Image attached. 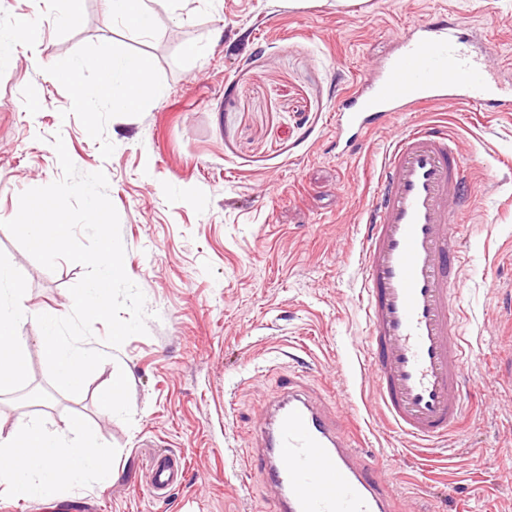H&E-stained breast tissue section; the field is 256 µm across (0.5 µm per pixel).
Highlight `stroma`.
I'll list each match as a JSON object with an SVG mask.
<instances>
[{
	"label": "stroma",
	"mask_w": 512,
	"mask_h": 512,
	"mask_svg": "<svg viewBox=\"0 0 512 512\" xmlns=\"http://www.w3.org/2000/svg\"><path fill=\"white\" fill-rule=\"evenodd\" d=\"M140 36L102 0H0L16 33L0 67V221L22 192L58 180L62 137L84 173L104 172L120 218L124 267L146 296L147 332L117 347L98 322L86 347L107 359L80 396L52 384L36 321L26 386L0 393V434L36 421L63 431L81 418L112 469L107 486L55 487L36 498L0 491V512H270L262 474L245 467L266 405L296 376L351 428L389 482L396 512H512V112L448 102L399 115L369 152L336 154L338 91L391 54L398 30L441 11L490 38L512 61V0H365L291 9L278 0H153ZM65 23H58L60 13ZM196 53H189V46ZM140 56L154 86L133 112L111 100L74 108L59 70L113 49ZM447 124L469 168L463 213V425L438 448L389 431L362 382L357 307L360 218L369 175L393 128ZM0 251L24 275L27 306L66 316L82 265H40L0 228ZM121 379L123 403L100 399ZM43 406H34L33 394ZM180 457L182 481L146 487L153 455Z\"/></svg>",
	"instance_id": "stroma-1"
}]
</instances>
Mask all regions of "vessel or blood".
<instances>
[{
	"label": "vessel or blood",
	"mask_w": 512,
	"mask_h": 512,
	"mask_svg": "<svg viewBox=\"0 0 512 512\" xmlns=\"http://www.w3.org/2000/svg\"><path fill=\"white\" fill-rule=\"evenodd\" d=\"M395 50L337 100L336 153L360 154L372 132L397 114L455 102L490 111L502 82L492 44L475 45L435 13L396 35ZM359 255V310L374 399L388 427L421 448L439 446L463 413L462 366L473 356L463 332L462 199L466 166L441 123L397 128L372 173ZM261 470L275 512H388L379 464L291 379L260 423ZM150 487L164 491L179 469L149 464Z\"/></svg>",
	"instance_id": "obj_1"
}]
</instances>
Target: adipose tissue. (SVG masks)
Listing matches in <instances>:
<instances>
[{
	"label": "adipose tissue",
	"mask_w": 512,
	"mask_h": 512,
	"mask_svg": "<svg viewBox=\"0 0 512 512\" xmlns=\"http://www.w3.org/2000/svg\"><path fill=\"white\" fill-rule=\"evenodd\" d=\"M106 10L114 21L141 35L152 32L155 15L146 0H105ZM93 69L96 82L78 86L75 104L83 111H93L97 100L108 98L113 108L135 111L152 86L151 73L144 61L122 50L88 62H73L72 77L84 69ZM111 470L102 454L86 437V427L73 420L66 433L47 431L31 422L18 432L0 438V488L20 497H33L51 486L94 480L106 484Z\"/></svg>",
	"instance_id": "obj_1"
}]
</instances>
